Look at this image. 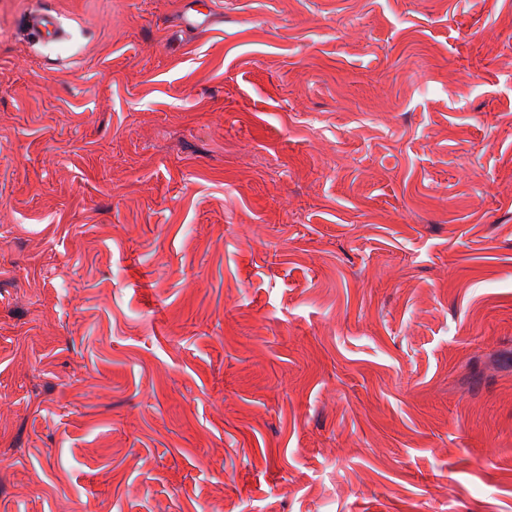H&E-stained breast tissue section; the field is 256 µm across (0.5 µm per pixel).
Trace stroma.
Listing matches in <instances>:
<instances>
[{
    "instance_id": "obj_1",
    "label": "stroma",
    "mask_w": 512,
    "mask_h": 512,
    "mask_svg": "<svg viewBox=\"0 0 512 512\" xmlns=\"http://www.w3.org/2000/svg\"><path fill=\"white\" fill-rule=\"evenodd\" d=\"M184 2L0 0V512H512V0ZM180 23L185 28L206 31L215 23L214 13L212 10L201 11L193 7H188L183 9L180 15ZM26 28L48 42L64 38L57 16L49 11L39 10L30 13L26 20Z\"/></svg>"
}]
</instances>
